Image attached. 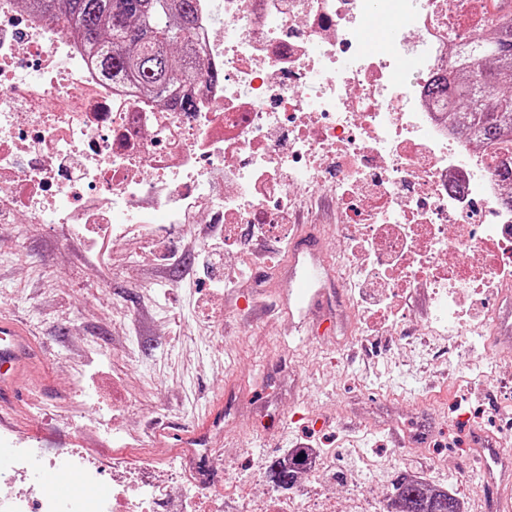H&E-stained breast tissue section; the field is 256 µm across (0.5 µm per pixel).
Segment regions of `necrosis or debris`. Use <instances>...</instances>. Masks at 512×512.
I'll use <instances>...</instances> for the list:
<instances>
[{
  "label": "necrosis or debris",
  "mask_w": 512,
  "mask_h": 512,
  "mask_svg": "<svg viewBox=\"0 0 512 512\" xmlns=\"http://www.w3.org/2000/svg\"><path fill=\"white\" fill-rule=\"evenodd\" d=\"M475 0H196L201 69L190 110L102 79L80 40L30 0H0V224L95 227L120 241L144 224H217L287 237L291 215L328 186L355 303L397 332L405 293L437 327L483 340L461 311L479 282L512 286V183L429 88L454 57L449 33L478 30ZM394 30L367 51L361 19ZM181 481L99 465L82 450L0 457V512H183L213 499L209 450ZM79 468L88 494L38 495L39 469Z\"/></svg>",
  "instance_id": "necrosis-or-debris-1"
}]
</instances>
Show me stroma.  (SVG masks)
Returning <instances> with one entry per match:
<instances>
[{"instance_id":"stroma-1","label":"stroma","mask_w":512,"mask_h":512,"mask_svg":"<svg viewBox=\"0 0 512 512\" xmlns=\"http://www.w3.org/2000/svg\"><path fill=\"white\" fill-rule=\"evenodd\" d=\"M314 231L329 266V307L354 335H288L279 309L251 319L256 291H276L288 272L289 245L268 236L231 248L211 270L206 250L185 249L179 230L151 225L101 255L59 225L0 224V312L30 329L45 352L27 398L0 412V443L50 448L66 435L82 449L78 426L107 416L111 432L95 450L108 486L113 459L160 454L151 424L206 428L232 391L237 418L222 446L237 491L224 512H239L254 493L274 495L267 470L298 442L327 449L310 497L330 500L335 512H363L367 493L388 494L409 472L457 494L466 512H485L469 436L476 428L498 433V405L512 408V390L471 378L467 361L486 357L487 346L448 356L456 339L425 334L432 309L419 295L406 303L400 334H359L347 270L336 265L333 208L323 207ZM171 244L183 248L176 274L162 258ZM244 262L250 278L223 287ZM38 403L49 417L30 416Z\"/></svg>"}]
</instances>
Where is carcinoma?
I'll list each match as a JSON object with an SVG mask.
<instances>
[{
  "label": "carcinoma",
  "mask_w": 512,
  "mask_h": 512,
  "mask_svg": "<svg viewBox=\"0 0 512 512\" xmlns=\"http://www.w3.org/2000/svg\"><path fill=\"white\" fill-rule=\"evenodd\" d=\"M43 10L79 34L91 49L99 72L115 81L140 87L156 97L176 95L182 109L193 102L180 95L201 66V49L192 34L194 0H41ZM496 19L484 23L485 33L462 36L448 76L435 82L431 94L446 96L464 108L463 121L500 155L494 169L512 181V139L503 138L512 126V89L500 81L512 71V3L494 0ZM305 469L292 457L277 461L268 479L288 490ZM389 512H464L462 500L406 475L392 484Z\"/></svg>",
  "instance_id": "carcinoma-1"
}]
</instances>
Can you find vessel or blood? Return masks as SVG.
<instances>
[{"label": "vessel or blood", "mask_w": 512, "mask_h": 512, "mask_svg": "<svg viewBox=\"0 0 512 512\" xmlns=\"http://www.w3.org/2000/svg\"><path fill=\"white\" fill-rule=\"evenodd\" d=\"M314 233H307L303 242L294 244L288 261L289 276L280 289V303L288 314L289 329L307 330L313 311L324 297L319 287L323 262L314 247ZM41 356L31 333L15 319L0 315V404L17 399V386ZM503 456L495 441L475 449L473 457L480 461L485 473V485L494 497L490 512H512V500L498 494L502 479L498 468ZM39 485L60 499H68L81 487V475L74 469L61 472H42Z\"/></svg>", "instance_id": "1"}]
</instances>
